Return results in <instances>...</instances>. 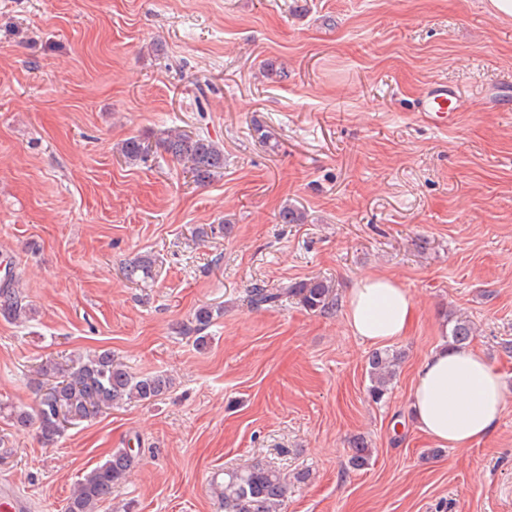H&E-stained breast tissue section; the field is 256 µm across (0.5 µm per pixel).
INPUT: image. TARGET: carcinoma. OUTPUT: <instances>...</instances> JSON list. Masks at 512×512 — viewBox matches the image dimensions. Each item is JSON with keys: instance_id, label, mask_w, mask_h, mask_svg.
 Listing matches in <instances>:
<instances>
[{"instance_id": "cac0c4a2", "label": "carcinoma", "mask_w": 512, "mask_h": 512, "mask_svg": "<svg viewBox=\"0 0 512 512\" xmlns=\"http://www.w3.org/2000/svg\"><path fill=\"white\" fill-rule=\"evenodd\" d=\"M158 147L172 158L184 162L195 180L206 183L224 170V147L204 134H189L170 130L158 141ZM126 162L136 164L147 158L149 148L138 137L124 140L118 148ZM154 261L149 257L135 258L124 266L125 278L144 282L152 277ZM296 296L304 308L325 313L336 305L334 285L326 279L312 278L285 288L254 285L248 302L258 309L274 306L283 297ZM221 314V309L202 307L194 314L188 334L196 335V344L203 347L207 337L203 332ZM31 308L23 303L13 278L0 282V317L11 321L31 318ZM474 339L470 321L458 317L448 335L450 345L468 344ZM402 353L375 350L367 360L369 399L382 402L389 394L397 375ZM171 380L163 374L136 376L117 362L109 349L66 364L45 361L37 371L34 384L35 401L28 409L0 404L6 417L17 429L38 425L46 443L58 439L68 424L90 419L100 412L127 402H151L169 392ZM372 448L368 441H353L349 466L362 470L370 465ZM134 463L133 449L118 448L101 465L87 471L76 483L66 501L64 512H99L103 502L112 495V488L126 480ZM307 474L296 473L293 479L263 463L256 462L240 469L227 470L219 482L212 483L214 493L221 498L224 512H280L288 501L294 485Z\"/></svg>"}]
</instances>
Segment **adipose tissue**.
Wrapping results in <instances>:
<instances>
[{
    "instance_id": "adipose-tissue-1",
    "label": "adipose tissue",
    "mask_w": 512,
    "mask_h": 512,
    "mask_svg": "<svg viewBox=\"0 0 512 512\" xmlns=\"http://www.w3.org/2000/svg\"><path fill=\"white\" fill-rule=\"evenodd\" d=\"M346 320L363 341L388 345L408 336L414 303L397 281L369 276L346 297ZM503 376L475 348L432 351L417 369L410 403L419 431L437 444L470 447L498 424L503 411Z\"/></svg>"
}]
</instances>
